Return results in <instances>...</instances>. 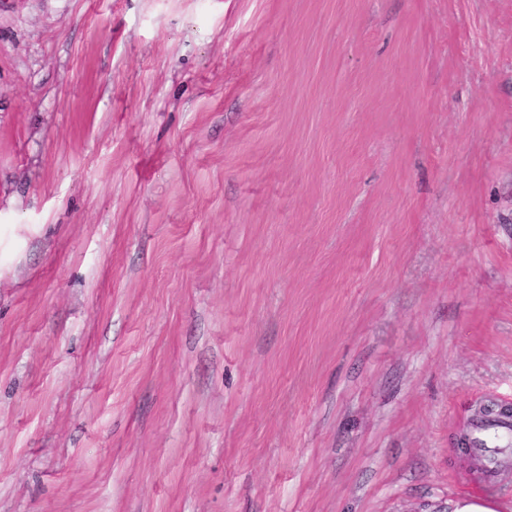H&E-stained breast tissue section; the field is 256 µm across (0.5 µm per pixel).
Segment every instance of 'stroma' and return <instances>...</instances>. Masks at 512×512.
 I'll use <instances>...</instances> for the list:
<instances>
[{
	"label": "stroma",
	"instance_id": "35a3bbf8",
	"mask_svg": "<svg viewBox=\"0 0 512 512\" xmlns=\"http://www.w3.org/2000/svg\"><path fill=\"white\" fill-rule=\"evenodd\" d=\"M512 0H0V512H512Z\"/></svg>",
	"mask_w": 512,
	"mask_h": 512
}]
</instances>
